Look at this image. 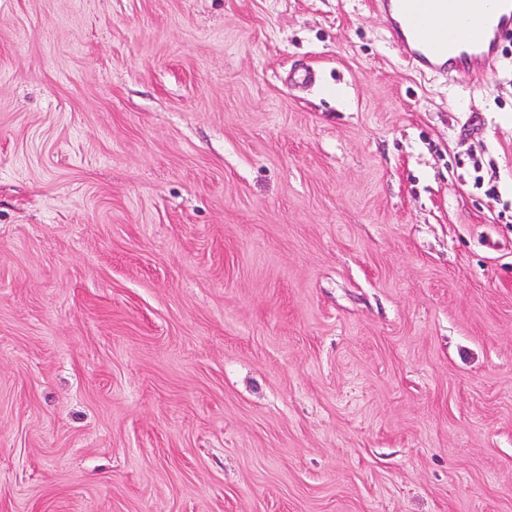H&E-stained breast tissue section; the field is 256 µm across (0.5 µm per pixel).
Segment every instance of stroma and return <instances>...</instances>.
<instances>
[{
  "label": "stroma",
  "mask_w": 512,
  "mask_h": 512,
  "mask_svg": "<svg viewBox=\"0 0 512 512\" xmlns=\"http://www.w3.org/2000/svg\"><path fill=\"white\" fill-rule=\"evenodd\" d=\"M0 512H512V32L0 0ZM392 42L420 70L469 74L493 65L502 34L512 31L511 0H376ZM450 15L467 22L448 37ZM429 30L437 32L430 37Z\"/></svg>",
  "instance_id": "1"
}]
</instances>
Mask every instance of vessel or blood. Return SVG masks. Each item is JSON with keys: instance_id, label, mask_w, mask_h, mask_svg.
<instances>
[{"instance_id": "vessel-or-blood-1", "label": "vessel or blood", "mask_w": 512, "mask_h": 512, "mask_svg": "<svg viewBox=\"0 0 512 512\" xmlns=\"http://www.w3.org/2000/svg\"><path fill=\"white\" fill-rule=\"evenodd\" d=\"M392 42L419 69L469 74L491 68L512 31V0H376ZM465 24L448 30L449 16Z\"/></svg>"}]
</instances>
